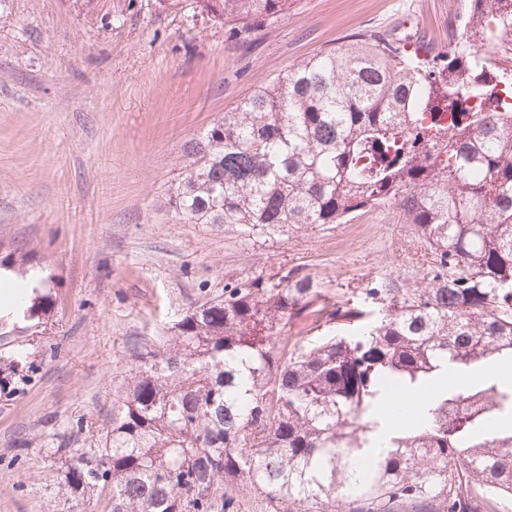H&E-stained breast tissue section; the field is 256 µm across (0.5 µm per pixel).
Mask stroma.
<instances>
[{"instance_id": "1", "label": "stroma", "mask_w": 512, "mask_h": 512, "mask_svg": "<svg viewBox=\"0 0 512 512\" xmlns=\"http://www.w3.org/2000/svg\"><path fill=\"white\" fill-rule=\"evenodd\" d=\"M465 3L292 0L243 31L194 0H0V249L31 250L55 300L23 338L26 379L0 359V512H101L47 449L95 444L134 352L226 283L293 270L336 301L425 287L397 205L273 235L187 223L169 198L183 144L259 86L355 36L439 52Z\"/></svg>"}]
</instances>
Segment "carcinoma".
<instances>
[{
  "instance_id": "1",
  "label": "carcinoma",
  "mask_w": 512,
  "mask_h": 512,
  "mask_svg": "<svg viewBox=\"0 0 512 512\" xmlns=\"http://www.w3.org/2000/svg\"><path fill=\"white\" fill-rule=\"evenodd\" d=\"M291 0H196L242 29ZM512 0H467L432 59L378 33L302 60L183 147L171 204L190 224L269 234L395 202L433 259L424 288L380 279L329 304L307 275L230 282L142 348L97 447L65 456L70 497L107 512H212L215 485L273 512H504L512 504ZM10 251L0 274H27ZM48 281L11 290L0 337L37 327ZM312 314L306 342L276 350ZM472 377L369 447L399 391Z\"/></svg>"
}]
</instances>
